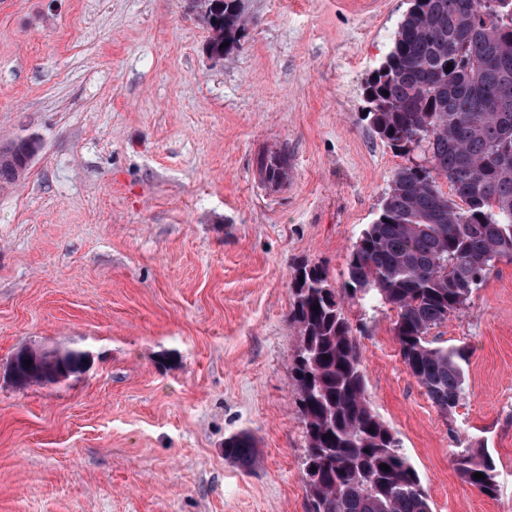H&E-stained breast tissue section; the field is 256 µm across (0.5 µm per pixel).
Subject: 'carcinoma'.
Masks as SVG:
<instances>
[{"mask_svg":"<svg viewBox=\"0 0 512 512\" xmlns=\"http://www.w3.org/2000/svg\"><path fill=\"white\" fill-rule=\"evenodd\" d=\"M484 2L409 0L364 98L374 133L404 157L419 150L422 162L392 173L380 212L350 248L343 292L320 264L294 268L292 374L310 512H432L400 439L367 399L344 302L396 311L410 375L440 411L459 404L468 352L429 334L467 306L496 261L512 260V0ZM201 18L218 61L238 48L249 23L241 0H208ZM36 149L33 140L1 149L0 183L18 180ZM259 173L272 186L286 175L274 156L260 158ZM254 448L247 432L224 439V457L242 466ZM453 462L465 484L496 496L490 455L459 448Z\"/></svg>","mask_w":512,"mask_h":512,"instance_id":"obj_1","label":"carcinoma"}]
</instances>
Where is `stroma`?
<instances>
[{
    "label": "stroma",
    "instance_id": "stroma-1",
    "mask_svg": "<svg viewBox=\"0 0 512 512\" xmlns=\"http://www.w3.org/2000/svg\"><path fill=\"white\" fill-rule=\"evenodd\" d=\"M223 61L187 0H0V512H308L292 378L293 265L348 253L404 165L363 88L408 0H244ZM288 156L265 186L257 160ZM369 402L433 512H512V261L432 335L471 353L440 412L406 370L395 314L345 303ZM89 353L15 387L21 347ZM251 432L256 460L224 457ZM491 455L471 489L456 444ZM37 149L33 140H20L0 150V183H13L26 170ZM453 462L462 481L480 494L495 497L498 488L495 480V465L490 455L483 458L476 455L473 448H456ZM474 473H482L484 478L475 479Z\"/></svg>",
    "mask_w": 512,
    "mask_h": 512
}]
</instances>
